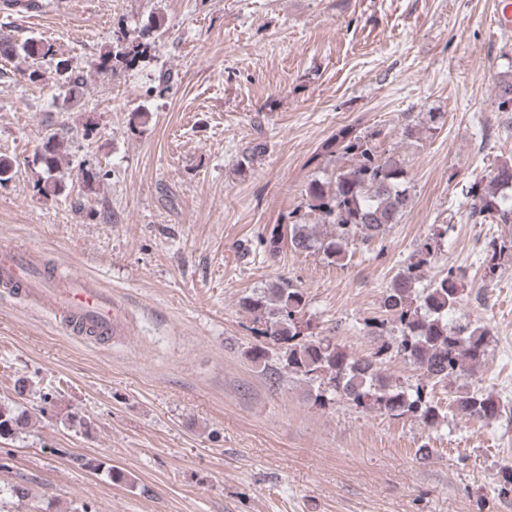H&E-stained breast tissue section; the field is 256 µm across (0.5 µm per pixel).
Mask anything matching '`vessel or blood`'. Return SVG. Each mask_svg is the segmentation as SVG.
Masks as SVG:
<instances>
[{
	"label": "vessel or blood",
	"instance_id": "obj_1",
	"mask_svg": "<svg viewBox=\"0 0 512 512\" xmlns=\"http://www.w3.org/2000/svg\"><path fill=\"white\" fill-rule=\"evenodd\" d=\"M0 288L39 300L67 333L95 339L124 335L127 309L91 278L59 277L31 253L0 250Z\"/></svg>",
	"mask_w": 512,
	"mask_h": 512
}]
</instances>
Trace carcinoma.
Returning <instances> with one entry per match:
<instances>
[{
  "label": "carcinoma",
  "instance_id": "carcinoma-1",
  "mask_svg": "<svg viewBox=\"0 0 512 512\" xmlns=\"http://www.w3.org/2000/svg\"><path fill=\"white\" fill-rule=\"evenodd\" d=\"M151 45L140 40L117 41L104 59L112 66L144 59ZM54 56L53 46L36 38L17 43L0 38V57L38 59ZM55 79L63 89V109L81 105L84 79L69 58H56ZM445 113L426 112L413 124L405 125V137L416 129L431 132L443 123ZM376 134L364 133L352 125L336 129L322 145L321 154L338 155L349 166L336 171L328 181L311 180L305 188L306 208L318 212L323 223L332 227L319 232L314 224L297 220L283 230L275 224L261 236L265 252L274 255L283 244L294 252L318 254L330 264L343 266L352 244L370 246L399 223L410 204L404 161L400 156L382 157L375 143ZM63 141L56 133L46 136L40 159L45 176L38 191L45 197L63 192L55 170L62 155ZM468 219L475 224L488 220L512 224V164L503 162L490 173V180L469 184ZM443 233L425 241L386 288L380 314L364 323L366 333L381 343L367 357L357 356L328 336L309 333L305 319L307 296L291 281L269 284L261 295L246 296L240 305L251 317L253 331L260 343L247 351V359L261 369L267 379L278 381L286 371L307 382L317 383L311 394L322 405L330 396L340 397L363 410H373L395 418H413L429 429L438 427L446 411L468 420L490 421L507 413L499 398L468 383L458 386L443 410L435 400L436 387H448L459 379L482 371L490 346V330L484 324L450 318L460 303L463 285L457 270L441 271L428 287L418 291L421 267L429 264L440 249ZM512 250L511 241H491L483 253V264L494 271L504 252ZM278 350V365L269 364L270 349ZM407 360L420 372L421 382L405 388L385 375L384 362L392 355ZM32 414L17 404L0 403V439H11L29 428Z\"/></svg>",
  "mask_w": 512,
  "mask_h": 512
}]
</instances>
